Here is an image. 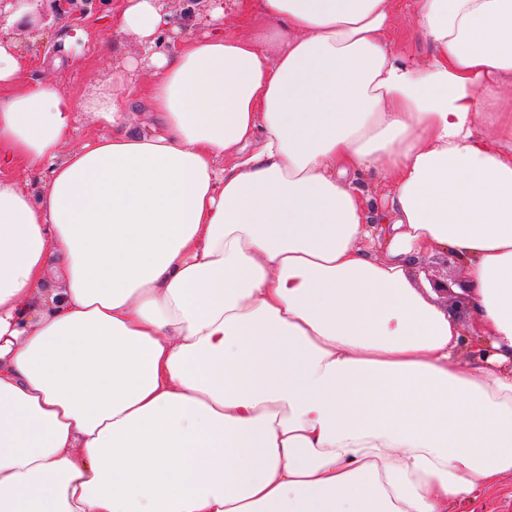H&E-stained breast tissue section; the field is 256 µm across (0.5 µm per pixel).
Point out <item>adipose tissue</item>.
Here are the masks:
<instances>
[{
    "mask_svg": "<svg viewBox=\"0 0 512 512\" xmlns=\"http://www.w3.org/2000/svg\"><path fill=\"white\" fill-rule=\"evenodd\" d=\"M415 2L419 60L397 0H230L173 52L124 0L148 131L0 95V512H448L512 475V0ZM386 38L407 56L424 57L427 48L416 23L412 0L399 1L397 14L386 31ZM13 179L23 188L26 192L33 197H37L41 190V180L39 176L25 166L23 163L16 164L10 171ZM447 253L422 256L416 260L415 267L424 273L426 282L433 288L437 302L448 308L453 316L464 326L469 325L468 291L464 275L458 264L447 263ZM448 282V294L434 290L433 281Z\"/></svg>",
    "mask_w": 512,
    "mask_h": 512,
    "instance_id": "ef3b65f1",
    "label": "adipose tissue"
}]
</instances>
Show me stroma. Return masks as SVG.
Listing matches in <instances>:
<instances>
[{"instance_id": "obj_1", "label": "stroma", "mask_w": 512, "mask_h": 512, "mask_svg": "<svg viewBox=\"0 0 512 512\" xmlns=\"http://www.w3.org/2000/svg\"><path fill=\"white\" fill-rule=\"evenodd\" d=\"M122 5L123 0H96L80 23L88 34L87 41L81 45L70 41L72 26L56 25L49 13L31 26L21 22L15 24L11 30L12 42L27 61L18 77L19 85L49 80L83 101L110 91L126 99L131 131L153 125L155 114L139 87L120 86L115 81L116 74L127 71L139 57L137 44L112 29L111 18ZM168 9L175 30L170 40L164 41V48L173 50L183 41L200 36L201 31L193 18L205 12V5L199 4L198 0H170ZM386 38L406 55L424 57L427 48L416 23L413 0H399L397 14L386 31ZM415 266L423 272L426 282L447 283V292L436 296L438 303L448 308L461 324H468V291L458 264L449 262L446 254L437 253L419 258Z\"/></svg>"}]
</instances>
